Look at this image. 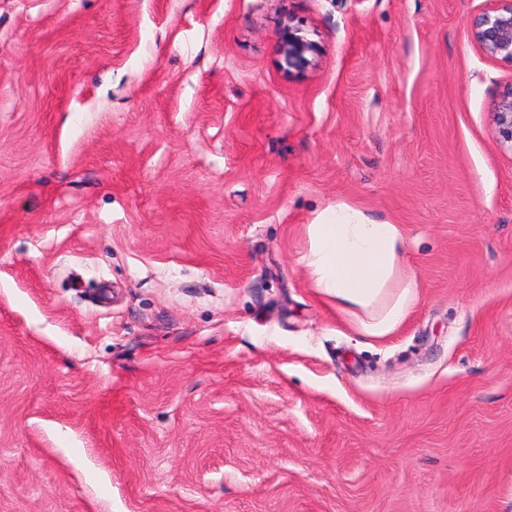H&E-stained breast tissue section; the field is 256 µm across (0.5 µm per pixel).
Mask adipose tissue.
I'll use <instances>...</instances> for the list:
<instances>
[{"mask_svg": "<svg viewBox=\"0 0 512 512\" xmlns=\"http://www.w3.org/2000/svg\"><path fill=\"white\" fill-rule=\"evenodd\" d=\"M309 286L356 336L393 335L419 300L402 225L346 204L307 225Z\"/></svg>", "mask_w": 512, "mask_h": 512, "instance_id": "ef3b65f1", "label": "adipose tissue"}]
</instances>
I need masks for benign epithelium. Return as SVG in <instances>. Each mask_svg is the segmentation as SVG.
<instances>
[{
  "label": "benign epithelium",
  "instance_id": "1",
  "mask_svg": "<svg viewBox=\"0 0 512 512\" xmlns=\"http://www.w3.org/2000/svg\"><path fill=\"white\" fill-rule=\"evenodd\" d=\"M470 37L485 55L512 64V0H491L471 20ZM317 53V44L301 30L290 27L284 32L281 54L288 70L306 73ZM495 118L500 142L512 144V84L498 94Z\"/></svg>",
  "mask_w": 512,
  "mask_h": 512
}]
</instances>
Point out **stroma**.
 Returning <instances> with one entry per match:
<instances>
[{
	"label": "stroma",
	"mask_w": 512,
	"mask_h": 512,
	"mask_svg": "<svg viewBox=\"0 0 512 512\" xmlns=\"http://www.w3.org/2000/svg\"><path fill=\"white\" fill-rule=\"evenodd\" d=\"M484 6L0 0V512H512ZM340 203L406 232L392 336L309 286ZM318 46L309 40L300 29L288 27L281 41V54L288 68L304 74L313 65Z\"/></svg>",
	"instance_id": "stroma-1"
}]
</instances>
